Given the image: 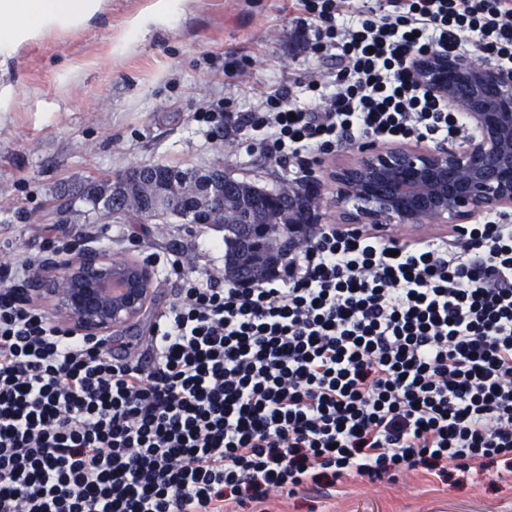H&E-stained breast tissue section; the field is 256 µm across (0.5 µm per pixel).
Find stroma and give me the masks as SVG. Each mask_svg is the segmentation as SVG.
Returning <instances> with one entry per match:
<instances>
[{
  "instance_id": "35a3bbf8",
  "label": "stroma",
  "mask_w": 512,
  "mask_h": 512,
  "mask_svg": "<svg viewBox=\"0 0 512 512\" xmlns=\"http://www.w3.org/2000/svg\"><path fill=\"white\" fill-rule=\"evenodd\" d=\"M156 0H109L102 20L22 47L0 82L14 88L0 112V266L30 256L38 264L66 257L81 242L114 257L148 263L151 298L133 325L115 331L140 359L155 316L177 298L172 261L187 271L224 275V255L206 249L223 231L183 220H99L77 203L58 218L54 199L81 185L149 164L218 165L269 188L315 172L327 179L354 157L352 146L309 161L278 163L248 151L224 131V115L254 110L261 91L300 80L331 93L325 65L296 38L290 0H189L167 20ZM144 32L130 38L132 19ZM271 512H512V484L482 474L456 486L409 475L391 487L346 484L333 498L312 492L272 495Z\"/></svg>"
}]
</instances>
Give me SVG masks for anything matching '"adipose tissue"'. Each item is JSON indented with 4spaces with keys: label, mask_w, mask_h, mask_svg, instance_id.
I'll use <instances>...</instances> for the list:
<instances>
[{
    "label": "adipose tissue",
    "mask_w": 512,
    "mask_h": 512,
    "mask_svg": "<svg viewBox=\"0 0 512 512\" xmlns=\"http://www.w3.org/2000/svg\"><path fill=\"white\" fill-rule=\"evenodd\" d=\"M106 0H0V68L21 46L98 20Z\"/></svg>",
    "instance_id": "1"
}]
</instances>
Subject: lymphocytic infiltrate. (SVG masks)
<instances>
[{"instance_id": "lymphocytic-infiltrate-1", "label": "lymphocytic infiltrate", "mask_w": 512, "mask_h": 512, "mask_svg": "<svg viewBox=\"0 0 512 512\" xmlns=\"http://www.w3.org/2000/svg\"><path fill=\"white\" fill-rule=\"evenodd\" d=\"M333 93L292 87L232 116L284 162L369 138L467 137L417 76L440 51L512 69V0H294ZM0 269V512H269L271 493L335 496L366 477L512 480V224L393 242L324 228L269 277L189 275L149 364L10 298Z\"/></svg>"}]
</instances>
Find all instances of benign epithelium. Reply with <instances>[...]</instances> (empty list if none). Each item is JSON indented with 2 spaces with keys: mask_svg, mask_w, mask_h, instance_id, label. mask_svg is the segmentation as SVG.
I'll return each mask as SVG.
<instances>
[{
  "mask_svg": "<svg viewBox=\"0 0 512 512\" xmlns=\"http://www.w3.org/2000/svg\"><path fill=\"white\" fill-rule=\"evenodd\" d=\"M417 68L425 88L449 109L466 113L475 134L458 146H357L353 162L330 172L336 204L354 202L353 209L341 212L344 224L396 223L422 230L512 209V70L439 51L423 56ZM207 192L222 201L231 184L212 180ZM288 193L300 202V208L288 210V223L255 224L243 241L248 263L263 271L279 256L282 239L297 243L325 219L318 177L289 186ZM52 265L53 274L42 277L37 288L19 293L53 299L57 314L83 335L107 336L137 320L146 307L153 273L140 261L83 245L74 257Z\"/></svg>",
  "mask_w": 512,
  "mask_h": 512,
  "instance_id": "benign-epithelium-1",
  "label": "benign epithelium"
}]
</instances>
